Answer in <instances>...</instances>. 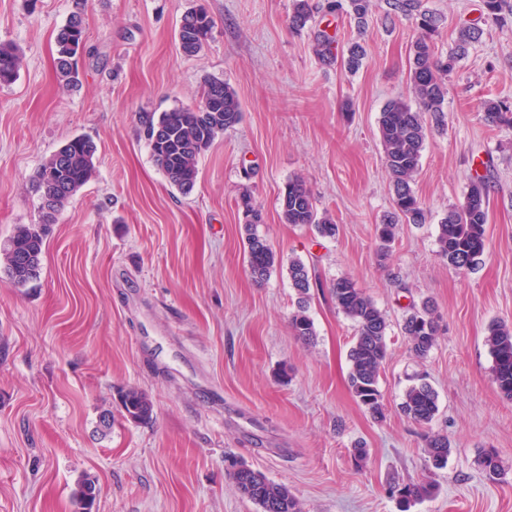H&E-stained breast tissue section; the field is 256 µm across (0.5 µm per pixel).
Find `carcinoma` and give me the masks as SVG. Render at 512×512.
<instances>
[{"label":"carcinoma","mask_w":512,"mask_h":512,"mask_svg":"<svg viewBox=\"0 0 512 512\" xmlns=\"http://www.w3.org/2000/svg\"><path fill=\"white\" fill-rule=\"evenodd\" d=\"M507 0H482V18L491 24H504L512 19ZM374 0H329L326 4L313 0H293L290 23L303 30L315 14L345 12L360 29L368 27L374 16ZM399 20L415 24L418 36L410 48V80L415 104L401 99L388 101L379 115L378 125L385 167L392 183V211L377 225L380 241L387 245L395 238L399 224H425L429 211L416 194L413 183L419 172L428 127H447L444 111L448 95V74L465 58L470 48L481 41L485 29L476 23L458 27L453 46L447 54L435 51L441 17L424 8L423 0H384L382 21L393 25ZM213 22L202 9L186 12L179 23L177 37L181 51L187 56L199 53L211 37ZM84 22L78 11L72 13L56 36V71L68 85L76 82V57L84 44ZM313 51L326 65L340 64L349 72L357 71L365 56L359 43H352L336 53L332 39L321 29L313 31ZM21 66L18 47L0 42V85L13 83ZM199 105L175 106L164 112H142L140 125L151 148L155 164L170 185L184 194L190 193L199 178L198 159L224 131L237 125L242 108L233 88L224 81H205ZM486 120L496 126L512 127V102L490 99L484 103ZM97 147L84 136H76L45 160L35 171L32 184L41 198L37 224H21L14 231L0 262L8 270L13 284L23 287L39 276L45 235L43 227L55 223L61 206L91 177ZM281 217L287 224L312 225L323 238L336 236L338 227L325 212H319L310 187L300 178L288 181L279 198ZM239 208L244 218V249L252 280L263 284L270 276L276 257L267 240L259 234L264 223L263 212L248 193L241 195ZM488 180L476 176L470 180L463 202L448 208L438 225L437 253L456 272L476 269L486 250L485 226L489 220ZM291 287L296 294V310L290 319L294 336L310 342L316 336L308 304L313 277L300 260L289 264ZM336 309L354 324V343L349 350L348 383L359 404L373 418L383 417V396L379 389L381 369L388 354V322L375 301L349 277L331 284ZM435 306L430 301L412 308L404 318L402 333L419 358L428 355L439 336ZM485 343L492 357V377L497 389L512 399V323L492 321ZM123 416L134 422L152 418L153 404L142 392L129 388L118 392ZM437 394L424 379L405 390L400 409L410 420L429 424L438 412ZM426 452L432 465L439 468L448 461L451 445L448 437L432 434L426 439ZM485 478L492 483L503 479L497 455L488 450L476 461ZM228 474L239 492L259 506L260 512H301L300 505L288 487L269 479L263 472L242 462L229 461ZM391 497L398 500L399 512H409L417 502L434 494V484L395 482L389 487Z\"/></svg>","instance_id":"1"}]
</instances>
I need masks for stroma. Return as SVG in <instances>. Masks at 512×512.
<instances>
[{"label":"stroma","mask_w":512,"mask_h":512,"mask_svg":"<svg viewBox=\"0 0 512 512\" xmlns=\"http://www.w3.org/2000/svg\"><path fill=\"white\" fill-rule=\"evenodd\" d=\"M424 4L444 19L442 54L460 22L481 13V0ZM196 5L212 37L188 57L176 33ZM75 11L85 48L68 88L55 36ZM291 12L292 0H0V41L23 55L16 80L0 85V249L17 225L39 221L41 163L77 135L97 145L90 179L47 232L37 280L15 287L0 264V512H81L74 492L86 478L97 488L92 512H257L226 471L228 456L287 485L302 512H398L395 479L438 486L410 512H512V400L492 382L485 344L491 321H512V128L483 112L487 99L512 100V22L487 25L449 75L448 127L429 133L413 184L431 220L398 225L384 257L375 228L392 187L378 117L389 100L413 98L416 31L407 20L361 30L340 15L297 32ZM317 27L364 47L357 72L318 60ZM208 78L235 90L242 119L200 156L185 195L155 166L137 118L195 102ZM476 175L490 178L486 252L459 274L437 254L438 224ZM297 177L337 224L335 237L281 220L280 194ZM245 192L279 259L261 286L244 259ZM292 258L317 281L310 344L289 327ZM340 277L389 324L380 419L348 385L355 330L330 292ZM427 299L441 331L420 359L400 327ZM416 372L438 395L426 427L400 410ZM127 387L152 401L150 421L124 417ZM428 431L451 444L442 468L425 451ZM487 450L502 482L476 466Z\"/></svg>","instance_id":"obj_1"}]
</instances>
